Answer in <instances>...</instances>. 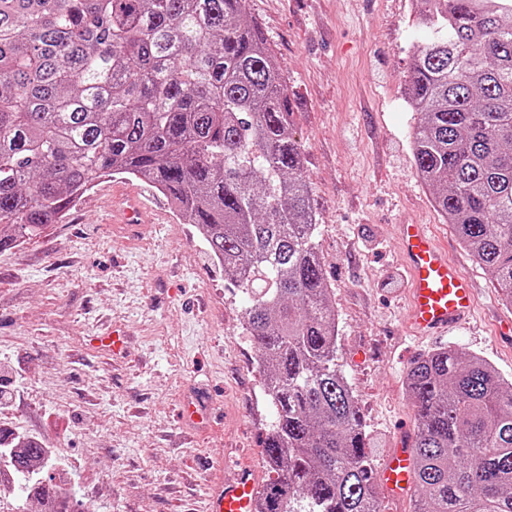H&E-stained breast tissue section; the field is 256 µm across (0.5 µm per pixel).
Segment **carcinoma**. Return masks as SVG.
I'll use <instances>...</instances> for the list:
<instances>
[{
  "instance_id": "1",
  "label": "carcinoma",
  "mask_w": 512,
  "mask_h": 512,
  "mask_svg": "<svg viewBox=\"0 0 512 512\" xmlns=\"http://www.w3.org/2000/svg\"><path fill=\"white\" fill-rule=\"evenodd\" d=\"M413 2L417 174L512 307V0ZM246 4L0 0V251L63 223L103 177L153 184L248 296L274 413L257 512H380L287 79ZM406 392L414 512H512V380L448 347L413 364ZM9 463L25 477L45 451L24 440Z\"/></svg>"
}]
</instances>
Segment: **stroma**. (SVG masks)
<instances>
[{
    "label": "stroma",
    "mask_w": 512,
    "mask_h": 512,
    "mask_svg": "<svg viewBox=\"0 0 512 512\" xmlns=\"http://www.w3.org/2000/svg\"><path fill=\"white\" fill-rule=\"evenodd\" d=\"M410 0H248L287 78L318 248L338 330L337 362L359 400L374 468L410 444L411 365L450 346L512 379V309L465 251L416 175L402 89L420 38ZM113 179L67 223L0 252V430L36 437L65 472L79 512H204L209 485L234 475L237 449L262 465L273 420L230 287L199 230L165 196L140 236L108 223ZM430 225L477 289L472 328L418 338L405 324L396 226ZM124 333L113 354L99 335ZM217 411L179 422L187 401Z\"/></svg>",
    "instance_id": "stroma-1"
}]
</instances>
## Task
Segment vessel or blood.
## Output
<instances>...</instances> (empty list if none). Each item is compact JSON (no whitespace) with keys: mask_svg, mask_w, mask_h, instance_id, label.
<instances>
[{"mask_svg":"<svg viewBox=\"0 0 512 512\" xmlns=\"http://www.w3.org/2000/svg\"><path fill=\"white\" fill-rule=\"evenodd\" d=\"M399 240L410 275L407 322L413 333L438 336L465 325L475 304L470 280L437 244L427 225L400 224ZM375 481L389 496L408 495L414 486L410 449H393ZM258 488V474L251 467H240L232 480L212 490L208 512H256Z\"/></svg>","mask_w":512,"mask_h":512,"instance_id":"b4317fda","label":"vessel or blood"}]
</instances>
